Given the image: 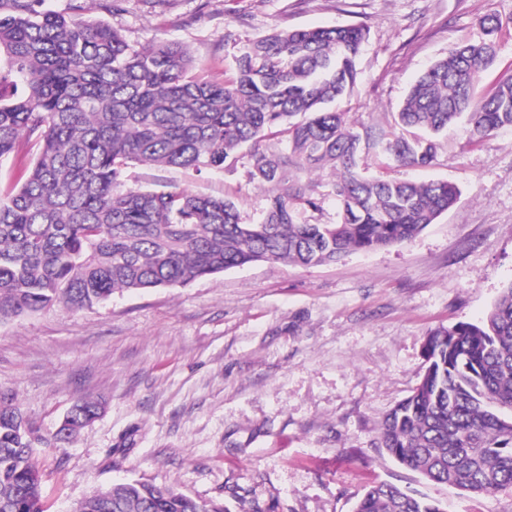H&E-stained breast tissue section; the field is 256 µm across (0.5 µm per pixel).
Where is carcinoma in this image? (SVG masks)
I'll return each instance as SVG.
<instances>
[{
  "label": "carcinoma",
  "instance_id": "1",
  "mask_svg": "<svg viewBox=\"0 0 512 512\" xmlns=\"http://www.w3.org/2000/svg\"><path fill=\"white\" fill-rule=\"evenodd\" d=\"M0 0V161L20 141L35 148L19 186L0 189V322L62 304L92 310L116 292L186 286L254 262H332L410 240L460 198L448 181L377 180L361 154L381 148L401 165L428 167L440 135L465 122L477 143L512 127V78L485 84L502 29L456 44L410 86L386 134L346 122L336 102L350 91L366 39L362 24L273 29L248 44L233 75L207 80L205 64L164 38L130 43L111 25ZM250 157V182L267 189L264 215L241 221L237 204L185 189L124 186L132 163L196 172ZM330 168L334 224H310L321 197L303 174ZM427 369L387 415L380 446L401 466L461 492L512 487V282L479 324L436 329ZM98 415L81 400L52 438L0 395V512H44L34 455L68 442ZM75 512H224L173 486L114 484ZM353 512H443L381 482Z\"/></svg>",
  "mask_w": 512,
  "mask_h": 512
}]
</instances>
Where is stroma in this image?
Segmentation results:
<instances>
[{
  "label": "stroma",
  "mask_w": 512,
  "mask_h": 512,
  "mask_svg": "<svg viewBox=\"0 0 512 512\" xmlns=\"http://www.w3.org/2000/svg\"><path fill=\"white\" fill-rule=\"evenodd\" d=\"M81 6L137 45L166 38L210 61L221 83L272 28L365 24L357 79L338 104L353 126L392 130L410 83L450 46L504 26L489 80L512 75V0H47ZM382 179L448 180L459 202L403 244L324 265L259 262L185 287L113 295L0 322V394L44 435L79 400L100 415L70 442L37 447L46 512H74L110 484L175 486L229 512H352L385 481L443 512H512V488L467 496L426 480L378 446L385 415L420 382L428 333L478 322L512 282V128L441 139L427 168L365 156ZM248 158L224 173L131 165L128 186L187 189L236 202L258 222L266 193Z\"/></svg>",
  "instance_id": "stroma-1"
}]
</instances>
